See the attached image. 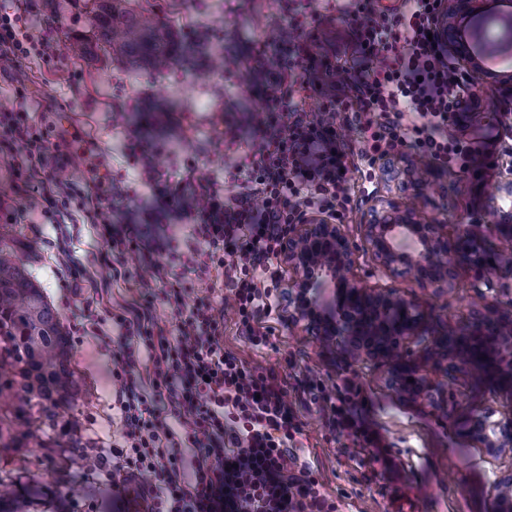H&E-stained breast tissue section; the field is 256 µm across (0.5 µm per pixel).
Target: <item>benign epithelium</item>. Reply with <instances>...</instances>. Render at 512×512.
I'll list each match as a JSON object with an SVG mask.
<instances>
[{"mask_svg": "<svg viewBox=\"0 0 512 512\" xmlns=\"http://www.w3.org/2000/svg\"><path fill=\"white\" fill-rule=\"evenodd\" d=\"M487 11V0H448V10L441 23L448 47L464 63L473 57L459 29L470 18ZM486 208L498 232L512 238V175L502 177L489 192ZM366 250L379 268L410 270L423 288H444L452 283L453 265L430 264L437 253L446 249L448 234L439 224L421 222L415 209L388 199L381 211L363 225ZM285 264L293 276L288 281V308L292 318L312 336H322L329 346H337L361 358L382 359L393 351H402L406 341L423 327V316L413 302L392 292L376 293L353 277V253L342 225L322 217L299 224L288 237ZM330 282L336 290L337 310H327L319 302L317 288ZM491 313L476 311L471 331L465 341L495 343L490 336ZM401 371L419 383L416 394L430 389L424 367L432 364L446 369L457 366L453 354L444 351L429 357L423 353L419 362L400 360ZM468 430L483 440L486 450L500 451L504 439L512 436V423L506 427L492 424L485 414L473 416ZM500 512H512V474L496 483Z\"/></svg>", "mask_w": 512, "mask_h": 512, "instance_id": "1", "label": "benign epithelium"}]
</instances>
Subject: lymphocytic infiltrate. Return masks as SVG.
Wrapping results in <instances>:
<instances>
[{
  "instance_id": "f902f5d3",
  "label": "lymphocytic infiltrate",
  "mask_w": 512,
  "mask_h": 512,
  "mask_svg": "<svg viewBox=\"0 0 512 512\" xmlns=\"http://www.w3.org/2000/svg\"><path fill=\"white\" fill-rule=\"evenodd\" d=\"M25 9L24 0L0 8V72L45 53V40L23 21ZM286 9L289 36L275 65L266 66L264 50L253 56L264 74L253 91L260 110L245 151L225 163L236 193L204 189L206 204L198 207L180 186L152 183L157 202L187 219V233L150 245L143 225L101 224L112 187L91 143L74 132L50 146L29 126L0 120V144L25 148L12 164L26 171L29 195L52 192L35 173L49 151L83 152L80 194L97 202L86 218L100 224L106 255L121 265L138 252L145 274L134 287L149 292L161 284L163 303L179 318V335L169 338L151 304L133 299L113 308L89 270H79L86 308L113 315L121 330L103 339L116 346L111 376L120 440L93 449V470L113 497L137 485L148 512H336L298 463L301 427L275 370L249 367L225 350L224 311L233 310L237 331L253 346L268 343L284 299L280 262L288 235L314 216L343 221L355 196L348 169L403 149L468 174L481 152L451 130L478 94L440 34L447 0H398L391 9L348 0L338 11L344 30L332 40L320 14L295 0ZM346 125L354 126L355 142L343 137ZM178 266L219 280L224 295L185 306Z\"/></svg>"
}]
</instances>
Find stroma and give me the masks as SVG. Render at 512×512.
<instances>
[{"instance_id": "35a3bbf8", "label": "stroma", "mask_w": 512, "mask_h": 512, "mask_svg": "<svg viewBox=\"0 0 512 512\" xmlns=\"http://www.w3.org/2000/svg\"><path fill=\"white\" fill-rule=\"evenodd\" d=\"M286 0H132L163 26L190 35L221 38L241 56H249L266 35L285 24ZM32 23L48 44L44 57L27 60L0 81V115H11L39 132L56 138L62 130L79 131L92 139L101 156V172L120 202L109 208L115 224H141L152 219L158 233L172 232L174 210L157 208L152 189L137 156L128 151L137 138L153 156L154 175L172 183L193 180L224 195H233L234 179L224 168L234 150L224 139L228 122L248 127L258 104L238 80L223 72L201 78L177 67L159 74L106 57L79 13L77 0H29ZM84 39L89 51L74 60L65 50L66 36ZM497 70L493 84H481L476 111L456 128L464 139L478 143L483 153L474 166L479 178L455 176L431 166L407 191L397 190L383 174L362 181L351 173L356 198L342 222L355 256L353 274L370 290L391 291L412 299L424 312L430 335L444 324L470 325L478 303L499 314L512 315V289L487 291L478 299L476 271L456 261L451 289L420 287L412 273L376 267L363 241V226L381 200L392 198L415 206L422 222L443 225L449 237L467 226L470 240L481 250H502L512 242L494 228L484 199L505 169H512V51L491 57ZM165 97L172 112L151 111ZM12 149L0 150V225H12L29 256L28 267L48 300L58 310L67 333L71 364L80 380L81 401L76 410L79 433L111 445L117 434L112 409V380L105 364L108 353L92 338L78 337L76 324L85 322L82 306L67 302L71 277L63 273L56 239L58 223L75 227L70 249L75 261H91L92 274L102 287L112 285V264L98 260L104 249L97 227L86 224L79 197L36 198L43 211L40 225L27 223L28 202L18 186L22 178L10 164ZM267 346L254 347L238 336L233 313L224 315V346L249 366L276 370L288 392V402L301 424L298 437L301 462L337 512H498L492 487L512 472V446L488 453L465 422L478 410L492 421H512V385L497 374L477 382L478 372L463 367L454 373L436 371L427 379L437 393L436 403L411 399L396 392L394 368L376 361L350 362L331 351L318 337L282 314ZM319 384L306 387L308 378ZM348 409L382 440L374 451L360 438L332 426V409ZM48 462L31 451L28 467L16 485L26 512H132L139 502L112 496L87 478L82 461L69 469L66 484L44 477Z\"/></svg>"}]
</instances>
